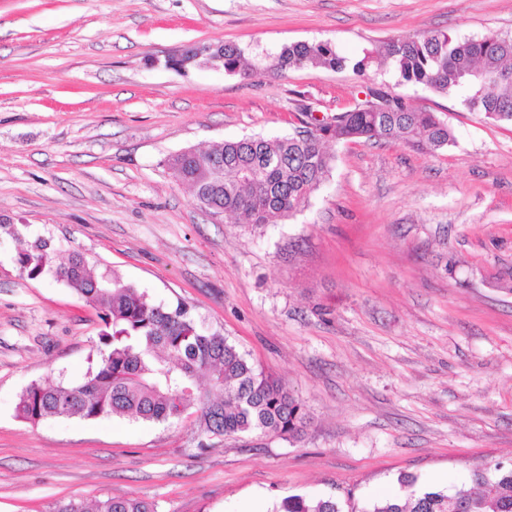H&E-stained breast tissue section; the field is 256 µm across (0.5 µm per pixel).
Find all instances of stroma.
Wrapping results in <instances>:
<instances>
[{
	"mask_svg": "<svg viewBox=\"0 0 512 512\" xmlns=\"http://www.w3.org/2000/svg\"><path fill=\"white\" fill-rule=\"evenodd\" d=\"M512 34V0H0V512L144 496L157 512H272L283 498L363 508L397 478L452 490L512 464V126L410 85L456 142L335 147L307 208L276 225L202 210L165 166L188 149L283 137L354 106L362 80L176 71L219 42L328 41L359 58L394 37ZM158 302L190 305L306 406L298 439H215L196 416L17 418L34 382H81L104 324L22 273L36 237Z\"/></svg>",
	"mask_w": 512,
	"mask_h": 512,
	"instance_id": "35a3bbf8",
	"label": "stroma"
}]
</instances>
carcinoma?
<instances>
[{
  "mask_svg": "<svg viewBox=\"0 0 512 512\" xmlns=\"http://www.w3.org/2000/svg\"><path fill=\"white\" fill-rule=\"evenodd\" d=\"M390 66L399 85L421 87L453 98L466 112L512 124V36L454 38L434 31L388 41L381 53L358 59L339 53L329 42H296L272 51L245 50L224 43V73L247 78L257 71L278 77L290 70L318 67L352 69L364 79L368 99L338 112L329 121L300 127L291 135L248 136L188 149L166 159L168 167L211 215L242 224H277L309 206L336 161L329 144L391 142L432 152L455 144L451 128L435 113L414 106L389 84L369 75ZM224 171L214 176L203 160ZM19 269L35 279L52 274L99 309L104 329L100 359L82 382L33 383L21 394L16 416L35 424L48 417L95 420L110 416L177 423L194 407L210 437L260 433L288 439L302 435L309 422L305 405L276 378L252 363L223 334L202 328L185 302L157 303L111 270H97L75 253L55 263L51 241L37 237L16 256ZM208 387L200 390L198 381ZM403 497L344 510L337 499L284 498L275 512H512V465L478 470V490L452 492L416 488L403 474ZM55 512H157L145 497H107L89 506L76 499L58 503Z\"/></svg>",
  "mask_w": 512,
  "mask_h": 512,
  "instance_id": "cac0c4a2",
  "label": "carcinoma"
}]
</instances>
